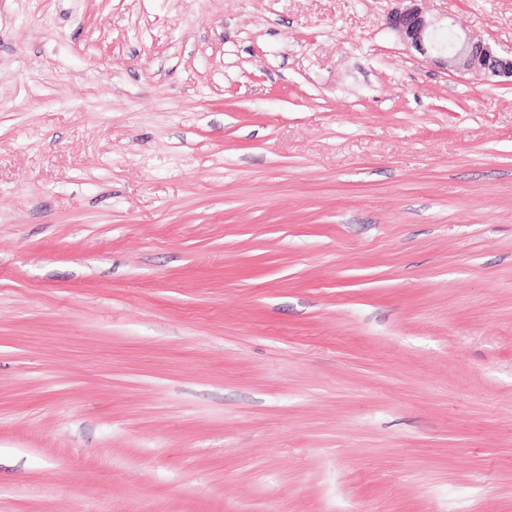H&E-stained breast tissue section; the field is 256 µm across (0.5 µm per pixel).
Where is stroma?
<instances>
[{
	"mask_svg": "<svg viewBox=\"0 0 512 512\" xmlns=\"http://www.w3.org/2000/svg\"><path fill=\"white\" fill-rule=\"evenodd\" d=\"M394 5L0 0V512H512V85ZM396 1L409 5L390 10L386 17V25L408 48L423 56L436 53L434 62L447 71H479L490 78L498 79L496 82L512 83V51L502 55L482 38L473 35L463 38L456 33L453 48L449 51L441 48L435 40L440 26L424 14L418 4L422 0Z\"/></svg>",
	"mask_w": 512,
	"mask_h": 512,
	"instance_id": "stroma-1",
	"label": "stroma"
}]
</instances>
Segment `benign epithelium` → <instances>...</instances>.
Instances as JSON below:
<instances>
[{
    "label": "benign epithelium",
    "mask_w": 512,
    "mask_h": 512,
    "mask_svg": "<svg viewBox=\"0 0 512 512\" xmlns=\"http://www.w3.org/2000/svg\"><path fill=\"white\" fill-rule=\"evenodd\" d=\"M401 6L390 10L386 25L409 48L425 56L436 53L434 62L449 71H479L500 82L512 83V51L501 54L490 43L473 35L456 36L454 46L446 50L435 37L440 26L429 19L419 6L420 0H397Z\"/></svg>",
    "instance_id": "benign-epithelium-1"
}]
</instances>
